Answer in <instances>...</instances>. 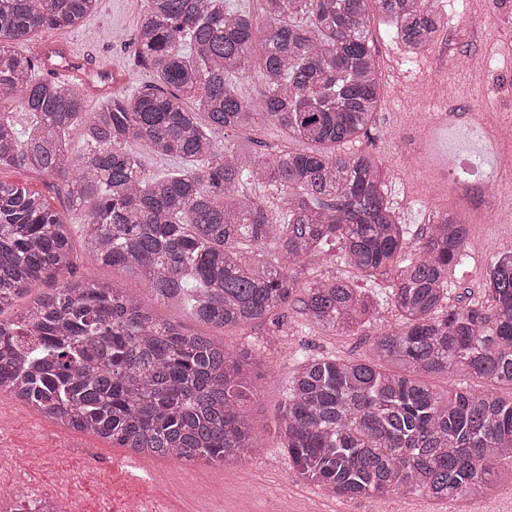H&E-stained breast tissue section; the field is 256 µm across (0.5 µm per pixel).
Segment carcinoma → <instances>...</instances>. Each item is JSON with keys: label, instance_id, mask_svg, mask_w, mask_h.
I'll return each instance as SVG.
<instances>
[{"label": "carcinoma", "instance_id": "1", "mask_svg": "<svg viewBox=\"0 0 512 512\" xmlns=\"http://www.w3.org/2000/svg\"><path fill=\"white\" fill-rule=\"evenodd\" d=\"M260 2L262 29L227 0H145L130 44L151 82L89 112L84 90L36 78L38 57L17 45L81 26L99 0H0V102L15 99L31 119L22 132L0 111V166L51 178L84 209L67 224L41 195L0 180V313L26 299L0 318V393L154 459L240 462L260 452L252 382L269 358L76 278L71 235L197 321L243 329L292 307L348 336L377 319L381 300L312 267L336 244L341 264L386 285L398 323L373 337L371 360L291 353L275 433L297 476L337 499L487 494L512 481V399L464 385L442 397L425 377L512 386V252L488 268L487 303L450 302L448 272L468 261L465 217L439 212L412 231L382 160L336 152L368 135L383 98L371 10L410 58L435 43L441 16L432 0ZM255 62L264 90L253 102L236 82ZM258 118L310 149L214 138ZM77 125L86 148L74 156L66 133ZM142 148L183 166L150 172Z\"/></svg>", "mask_w": 512, "mask_h": 512}]
</instances>
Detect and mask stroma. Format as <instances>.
Wrapping results in <instances>:
<instances>
[{"label": "stroma", "mask_w": 512, "mask_h": 512, "mask_svg": "<svg viewBox=\"0 0 512 512\" xmlns=\"http://www.w3.org/2000/svg\"><path fill=\"white\" fill-rule=\"evenodd\" d=\"M142 7L141 0H101L99 11L79 28L42 31L26 49L34 53L45 43L65 40L71 54L83 57L89 78L108 71L113 89L134 90L149 80L125 41ZM436 9L442 16L441 35L411 66L405 65L400 45L385 35L382 22L372 20L369 29L384 95L363 146L389 169L393 204L405 223L415 226L428 223L435 212L454 210L451 198H435L429 189L447 178L458 158L477 162L480 170L493 175L512 151V127L507 124L512 117V0L498 6L493 0H439ZM442 107L451 114V124L428 123L427 112ZM0 180L41 194L68 221L80 218L44 178L23 168L0 167ZM500 191L497 185L487 188L482 214L471 218L469 262L448 279L454 303L484 300L488 265L495 255L512 251V210L501 208ZM73 248L78 278L130 292L158 318L181 321L190 332L214 336L230 349L254 348L273 359L272 369L257 381L260 392L251 405L259 454L229 467L149 460L150 468L170 476L175 486L171 501L178 512L190 504L216 512H244L247 503L239 495V484L245 479L275 486L299 504L314 501L322 512H512L509 483L499 485L492 497H465L442 505L409 491L343 501L314 492L291 469L274 434V420L294 370L289 350L370 358L373 336L397 322L392 308H383L376 322L352 336L327 335L291 308L282 310L274 323L223 330L197 323L185 310L157 301L136 273L100 266L81 239H74ZM15 456L27 463L23 475L14 477L5 467L0 479L15 480L16 492L24 496L37 491L72 493L73 512H127L130 503L157 496L153 482L129 478L122 448L70 430L1 393L0 457L8 461Z\"/></svg>", "instance_id": "1"}]
</instances>
